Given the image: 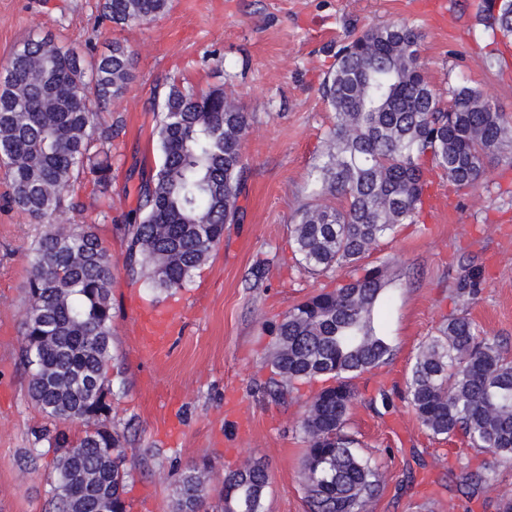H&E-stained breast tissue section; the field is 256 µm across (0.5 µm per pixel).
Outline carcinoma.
Here are the masks:
<instances>
[{
	"mask_svg": "<svg viewBox=\"0 0 512 512\" xmlns=\"http://www.w3.org/2000/svg\"><path fill=\"white\" fill-rule=\"evenodd\" d=\"M480 22L512 35V0H483ZM117 25L155 21L169 0H100ZM421 33L404 20L373 22L348 36L319 88L335 112L325 149L310 173L311 203L291 227L301 268L336 278V286L293 305L275 327L266 391L284 401L298 386L334 380L310 398L298 434L304 444L302 483L309 512H368L383 473L360 453L349 431L358 393L353 380L392 360L380 327L388 265H363L371 248L415 221L424 204L426 173L437 170L457 189L484 183L489 165L512 148V120L461 79L448 101L421 62ZM132 80V54L121 42L88 62L71 48L28 39L0 81V163L11 203L46 225L33 246L25 288L24 356L29 396L49 419H82L76 434L57 429L37 455H53L52 512H127L131 476L122 437L104 422L111 413L112 261L92 226L64 217L83 210L73 180L92 176L112 187L111 142L99 112ZM248 114L222 89L198 91L174 81L155 130L160 163L141 180L127 224L124 267L131 279L169 292L189 284L238 221ZM486 277L462 268L452 293L474 300ZM404 401L429 434L512 461V358L466 309L450 314L419 349ZM210 464L183 471L175 512H206ZM491 469L462 462L445 474L470 501L512 512V499L481 500ZM267 466L247 462L224 472L219 512H264Z\"/></svg>",
	"mask_w": 512,
	"mask_h": 512,
	"instance_id": "carcinoma-1",
	"label": "carcinoma"
}]
</instances>
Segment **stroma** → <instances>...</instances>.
Returning a JSON list of instances; mask_svg holds the SVG:
<instances>
[{
    "label": "stroma",
    "mask_w": 512,
    "mask_h": 512,
    "mask_svg": "<svg viewBox=\"0 0 512 512\" xmlns=\"http://www.w3.org/2000/svg\"><path fill=\"white\" fill-rule=\"evenodd\" d=\"M98 0H0V72L31 37L79 53H108L119 41L135 52L124 96L101 114L112 128V193L90 177L74 184L81 221L95 225L115 270L112 281V426L124 436L133 476L129 512H173L178 472L211 462L212 486L246 460L265 463V512H308L301 480L303 445L295 435L320 382L301 385L287 403L262 395L270 375V327L327 280L297 264L291 224L309 195V172L324 149L334 114L319 86L334 62L333 44L368 23L405 18L422 32L426 73L440 93L458 78L483 89L512 116V40L494 39L476 22L481 0H169L161 19L120 26L100 21ZM503 53L498 71L488 53ZM234 92L249 115L238 223L186 287L158 292L124 271V216L137 206L141 177L155 171L154 135L167 84ZM0 167V512H46L50 457L31 459L48 421L31 401L21 362L24 283L30 249L43 225L7 202ZM475 261L487 282L468 310L512 357V167L493 162L484 184L459 190L432 176L418 223L398 226L369 253L388 263L392 280L383 329L393 360L355 379L350 427L364 453L377 457L383 486L369 512H484L439 484L455 451L433 439L407 403L382 407L378 390L405 387L421 344L454 308L450 291L460 265ZM265 262L262 278L253 275ZM177 319L159 360L137 347L141 311ZM434 481L407 479L418 462Z\"/></svg>",
    "instance_id": "obj_1"
}]
</instances>
